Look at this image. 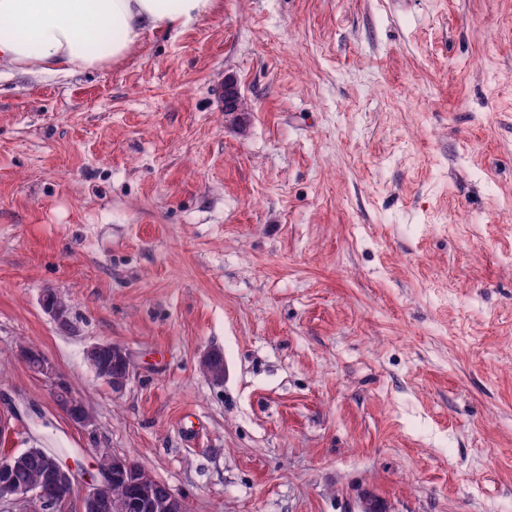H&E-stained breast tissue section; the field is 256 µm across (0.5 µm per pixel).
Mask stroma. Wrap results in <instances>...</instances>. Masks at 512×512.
<instances>
[{
    "label": "stroma",
    "mask_w": 512,
    "mask_h": 512,
    "mask_svg": "<svg viewBox=\"0 0 512 512\" xmlns=\"http://www.w3.org/2000/svg\"><path fill=\"white\" fill-rule=\"evenodd\" d=\"M0 419V455L105 450L190 512H512V0H213L0 75ZM53 294V298L48 300L43 294L41 298V307L43 311L62 329H68L71 326V318L68 313L65 312L67 309V302L61 296L59 291H49ZM86 358L96 376L107 382L112 387L113 392H120L126 387L132 376L133 366L129 353L123 345L112 341L93 343L86 350ZM109 359H117L122 362L124 370L121 374L112 375L107 365ZM121 362H112L113 372H118L122 369ZM24 363L34 375L54 384L56 402L70 423L80 427H87L93 423L94 419L89 409L83 411L78 407L81 402V395L71 390L66 394L62 393L55 366L47 357L44 356L37 364L26 363L25 361ZM75 408L78 409L75 410Z\"/></svg>",
    "instance_id": "1"
}]
</instances>
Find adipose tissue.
Masks as SVG:
<instances>
[{"mask_svg":"<svg viewBox=\"0 0 512 512\" xmlns=\"http://www.w3.org/2000/svg\"><path fill=\"white\" fill-rule=\"evenodd\" d=\"M213 0H0V71L71 75L121 59L148 32L186 27Z\"/></svg>","mask_w":512,"mask_h":512,"instance_id":"obj_1","label":"adipose tissue"}]
</instances>
